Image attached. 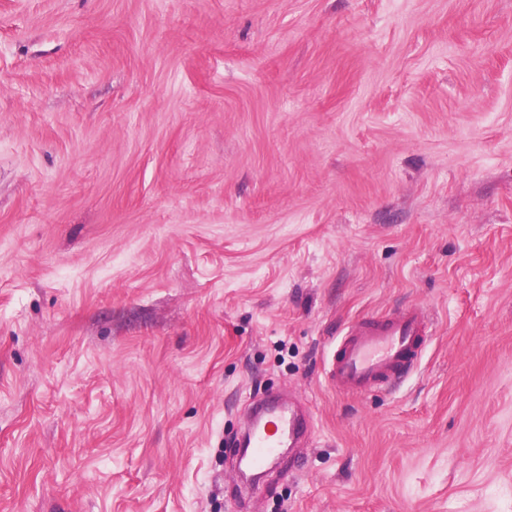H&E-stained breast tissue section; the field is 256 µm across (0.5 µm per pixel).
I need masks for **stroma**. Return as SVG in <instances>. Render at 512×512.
I'll return each instance as SVG.
<instances>
[{
  "label": "stroma",
  "mask_w": 512,
  "mask_h": 512,
  "mask_svg": "<svg viewBox=\"0 0 512 512\" xmlns=\"http://www.w3.org/2000/svg\"><path fill=\"white\" fill-rule=\"evenodd\" d=\"M0 512H512V0H0ZM427 322L417 308L403 309L382 322H357L345 333L331 364L340 392H362L403 377L420 350ZM260 417L262 421L252 432L250 448H240V458L255 468L272 462L288 440L307 436L310 432L309 421L280 399L267 403Z\"/></svg>",
  "instance_id": "obj_1"
}]
</instances>
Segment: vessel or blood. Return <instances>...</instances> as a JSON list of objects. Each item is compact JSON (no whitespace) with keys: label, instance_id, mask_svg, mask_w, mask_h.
Returning <instances> with one entry per match:
<instances>
[{"label":"vessel or blood","instance_id":"obj_1","mask_svg":"<svg viewBox=\"0 0 512 512\" xmlns=\"http://www.w3.org/2000/svg\"><path fill=\"white\" fill-rule=\"evenodd\" d=\"M427 329L424 313L404 309L382 322H358L343 334L331 364L338 391L361 392L398 381L413 365ZM261 424L241 449L242 460L260 468L272 462L288 440L308 435L311 425L281 400L265 405Z\"/></svg>","mask_w":512,"mask_h":512}]
</instances>
